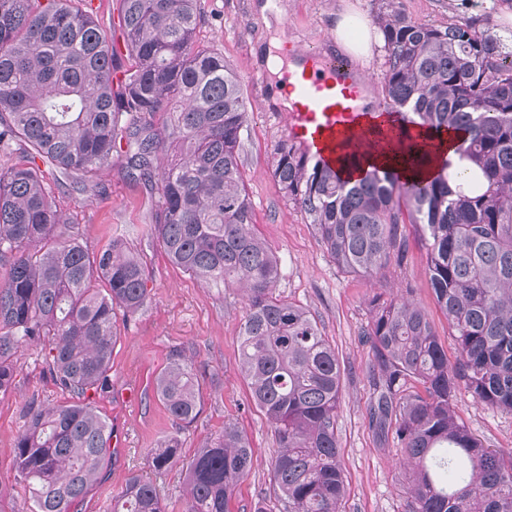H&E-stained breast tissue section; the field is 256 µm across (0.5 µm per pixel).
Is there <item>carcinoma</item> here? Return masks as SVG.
Wrapping results in <instances>:
<instances>
[{
    "instance_id": "obj_1",
    "label": "carcinoma",
    "mask_w": 512,
    "mask_h": 512,
    "mask_svg": "<svg viewBox=\"0 0 512 512\" xmlns=\"http://www.w3.org/2000/svg\"><path fill=\"white\" fill-rule=\"evenodd\" d=\"M71 2L0 0V149L20 142L25 153L0 168V394L35 345L72 398L46 406L33 394L22 407L13 469L29 512H75L97 481L111 430L90 393L110 387L117 312L134 315L148 301L144 268L122 240L92 259L68 233L39 163L85 189L122 142L128 176L161 195L154 233L170 261L245 299L238 366L277 437L271 473L283 512H341V363L312 314L275 293L279 260L254 229L240 171L249 120L240 76L223 54L194 48L198 0H122L112 42ZM380 4L384 104L405 127L460 135L471 193L452 188L447 159L428 179L374 167L350 180L286 140L272 148L271 174L349 271L402 264L400 225H423L431 290L457 355L448 360L410 290L374 296L364 331L369 427L411 466L405 512H512V450L485 447L455 409L464 389L512 412V42L467 22L416 21L397 0ZM159 114L168 115L161 128ZM155 389L173 428L147 456L159 472L179 462L178 438L200 414L193 358L176 354ZM252 467L248 438L224 424V437L188 463L184 512H231ZM112 512L166 507L134 474Z\"/></svg>"
}]
</instances>
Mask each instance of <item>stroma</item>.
<instances>
[{
    "label": "stroma",
    "instance_id": "obj_1",
    "mask_svg": "<svg viewBox=\"0 0 512 512\" xmlns=\"http://www.w3.org/2000/svg\"><path fill=\"white\" fill-rule=\"evenodd\" d=\"M410 17L429 24L469 19L484 27L502 0H398ZM343 0H199L200 49L223 53L240 75L249 109L241 150V171L251 200L258 234L278 257L281 277L276 292L307 308L335 346L342 363V398L337 437L345 476L342 512H404L408 467L393 443H380L369 428L371 357L362 341L371 298L384 290L410 293L428 313L449 357H456L448 321L436 306L427 274L422 229L404 224L402 265L367 276L341 268L320 242L308 216L283 198L271 176V150L288 137L286 109L274 102L278 79L267 67L269 42L288 37L298 45L339 54L333 35ZM99 186L84 193L46 176L45 187L56 209L89 252L97 254L122 238L140 259L151 300L140 312L118 317L120 336L112 352L111 386L93 398L112 430L121 432L100 478L79 502L78 512H109L114 494L134 473L150 478L167 512H183L185 470L176 465L155 473L145 459L170 430L168 413L153 391L155 376L173 354L192 356L201 386L202 409L180 435L181 455L190 459L206 440L220 437L225 423H235L249 439L251 472L234 491L233 512H283L271 476L278 448L273 428L250 400L238 368V331L244 302L238 289L206 286L174 265L151 233L160 207L158 191L147 190L126 174L123 153H115ZM38 348H26L17 364L14 389L0 395V485L13 495V512H28L25 490L12 469L15 438L22 426V406L31 394L50 405L70 402L44 365ZM457 411L485 446L512 449V413L502 412L460 392Z\"/></svg>",
    "mask_w": 512,
    "mask_h": 512
}]
</instances>
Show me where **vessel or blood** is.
Segmentation results:
<instances>
[{
  "instance_id": "obj_1",
  "label": "vessel or blood",
  "mask_w": 512,
  "mask_h": 512,
  "mask_svg": "<svg viewBox=\"0 0 512 512\" xmlns=\"http://www.w3.org/2000/svg\"><path fill=\"white\" fill-rule=\"evenodd\" d=\"M301 74L288 78L286 91L293 97L288 115V139L297 150L317 163L334 164L329 145L355 139L364 149L379 148L381 139L362 134L363 78L343 59H324L313 51H300Z\"/></svg>"
}]
</instances>
